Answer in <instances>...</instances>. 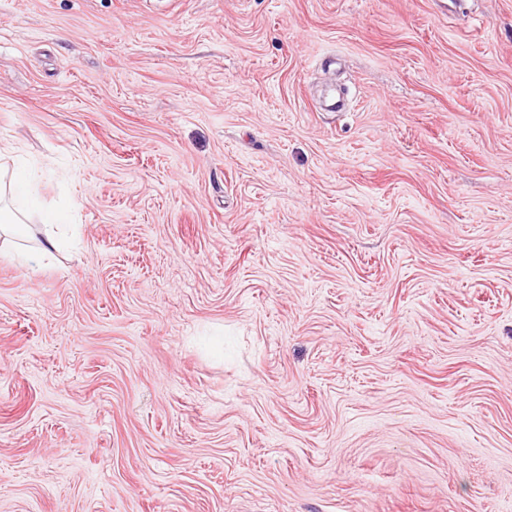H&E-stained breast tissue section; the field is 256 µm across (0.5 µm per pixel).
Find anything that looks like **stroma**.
<instances>
[{
	"label": "stroma",
	"instance_id": "stroma-1",
	"mask_svg": "<svg viewBox=\"0 0 512 512\" xmlns=\"http://www.w3.org/2000/svg\"><path fill=\"white\" fill-rule=\"evenodd\" d=\"M0 0V512H512V0ZM4 195L9 198L8 205L3 204L2 196ZM34 210L40 211L42 224L53 226L63 223L61 213L40 209L38 198L29 185L23 166L17 163L5 185L2 183V173L0 176V232L7 231L16 236L24 235L26 219Z\"/></svg>",
	"mask_w": 512,
	"mask_h": 512
}]
</instances>
